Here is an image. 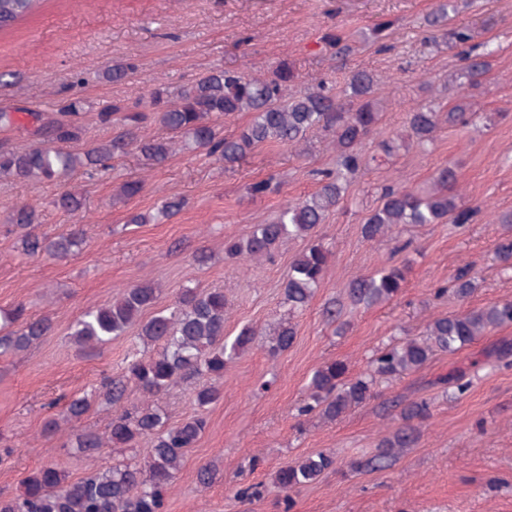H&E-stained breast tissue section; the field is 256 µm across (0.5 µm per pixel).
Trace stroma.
<instances>
[{
    "label": "stroma",
    "mask_w": 512,
    "mask_h": 512,
    "mask_svg": "<svg viewBox=\"0 0 512 512\" xmlns=\"http://www.w3.org/2000/svg\"><path fill=\"white\" fill-rule=\"evenodd\" d=\"M438 2L45 0L37 13L0 33V110L19 116L0 128V150L35 143L31 112L51 113L82 100L87 146L115 134L97 119L98 108L112 100L133 102L157 85L175 95L215 67L262 78L282 60L308 87L357 69L374 74L381 117L367 144L372 154L381 140L403 131L408 112L421 103L460 102L480 115L468 127L440 122L426 150L369 163L350 181L318 229L329 251L324 280L294 316L282 304L283 284L308 239L284 240L272 258L259 260L228 257L225 243L318 189L314 171L336 167V148L325 133H312L297 147L257 148L231 167L181 150L151 166L132 153L115 160L108 174L79 171L69 178L84 198L75 215L54 206L58 186L0 176V309L22 305L28 315L52 322L51 332L30 347L0 356V439L12 448L0 462V495L18 493L29 475L50 464L75 481L90 468L147 457V439L121 452L104 449L91 461L79 456L77 436L105 431L118 412L103 402L82 420L60 421L55 436H46L44 427L60 414L50 400L121 375L127 355L145 349L133 328L105 347L79 349L69 336L73 322L125 288L151 282L160 290L161 308L188 286L223 289L228 336L246 326L267 333L288 317L296 328L288 350L274 355L260 344L226 365L221 396L207 408L208 426L166 493V512H282L273 484L277 471L318 452L335 456L336 470L291 491V512H512V357L498 356L512 343V326L379 383L373 399L336 421L298 413L309 378L322 364L341 360L358 375L389 343L423 336L435 317L512 300V270L495 255L498 237L508 230L499 218L512 211V0H458L453 26L467 29L472 45L493 50L478 86L463 88L454 51L427 40L425 19ZM383 21L391 27L381 52L366 39ZM336 28L359 37L343 60L321 42ZM117 61L133 63L135 71L112 83L104 73ZM447 164L457 169L460 202L481 207L471 223L401 224L384 237L364 239L363 224L379 206L382 186L430 187L437 168ZM271 175L278 192L248 194L249 184ZM133 180L143 182L141 195L119 199L120 185ZM170 196L186 202L171 219L128 223L129 214L154 212ZM22 205L37 209L39 235L54 238L81 225L80 252L65 259L20 255L19 232L8 216ZM201 251L208 256L203 264L195 259ZM391 264L405 269L401 293L369 307L352 305L349 285ZM465 267L478 286L463 303L448 287ZM333 301L342 312L331 322L325 309ZM451 375L468 381L465 392L447 385ZM198 385L181 382L151 402L169 423L180 422L195 411ZM420 399L430 402L431 416L416 443L384 469L351 471L352 459L374 454L398 427L400 406ZM205 465L216 471L207 485L198 480ZM252 485L261 497L242 499L240 489Z\"/></svg>",
    "instance_id": "obj_1"
}]
</instances>
